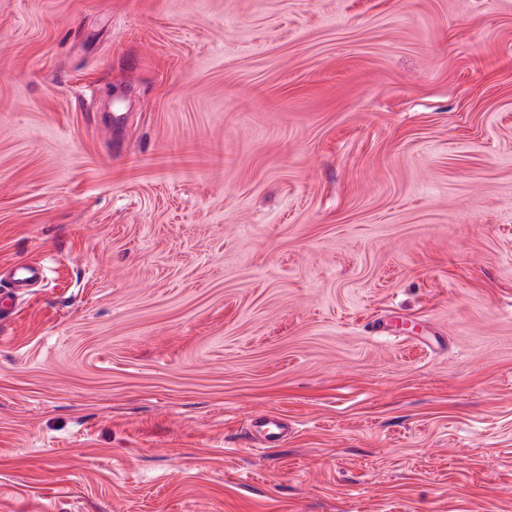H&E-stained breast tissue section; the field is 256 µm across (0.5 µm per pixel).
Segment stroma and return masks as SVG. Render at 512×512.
I'll return each mask as SVG.
<instances>
[{"mask_svg":"<svg viewBox=\"0 0 512 512\" xmlns=\"http://www.w3.org/2000/svg\"><path fill=\"white\" fill-rule=\"evenodd\" d=\"M30 261L0 512H512V0H0Z\"/></svg>","mask_w":512,"mask_h":512,"instance_id":"stroma-1","label":"stroma"}]
</instances>
